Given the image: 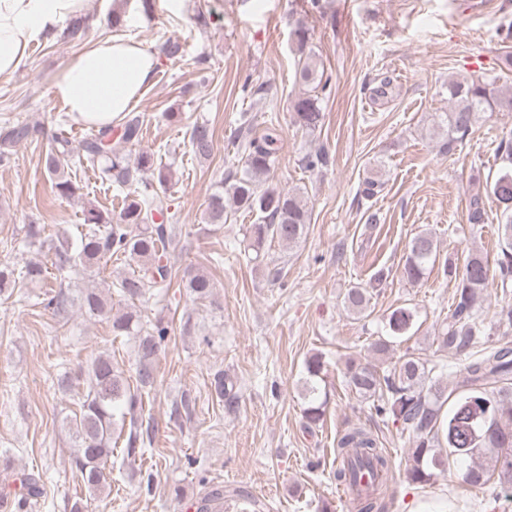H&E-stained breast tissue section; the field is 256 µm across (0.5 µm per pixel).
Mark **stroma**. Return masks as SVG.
I'll return each mask as SVG.
<instances>
[{
	"label": "stroma",
	"instance_id": "35a3bbf8",
	"mask_svg": "<svg viewBox=\"0 0 512 512\" xmlns=\"http://www.w3.org/2000/svg\"><path fill=\"white\" fill-rule=\"evenodd\" d=\"M138 13V0H89L87 40L112 35L143 42L158 51L179 40L181 59L160 58L152 85L135 107L144 119L142 149L153 151L168 177L167 196L177 231L167 246L175 276L205 273L215 284L203 301L171 285L138 302L142 319L161 324L169 335L156 358L155 383L142 393V418L155 427L142 458L124 459L113 450L106 483L91 492L73 463L65 422L75 411L73 392L57 381L77 373L92 357L112 360L134 375L132 338H113L111 321L88 318L79 307L66 315L38 307L44 288L61 279L49 269L44 285L23 287L15 300L0 303V492L15 491L4 476L40 474L43 494L31 512H185L207 487L242 486L263 500L267 512H351L333 472L336 438L360 425L378 437L394 460L388 478L396 494L388 512H512L495 484L473 487L456 470L433 484L405 478L409 434L383 421L343 382L344 358L376 361L371 348L388 335V317L397 308L415 314L411 337L396 341L394 355L418 349L445 362L444 378L456 385L460 361L441 352L435 338L448 317L454 282L434 266L411 283L399 268L410 239L434 233L440 257L465 261L479 252L488 261L498 253L495 204L483 224L466 221L469 196L494 176L496 148L512 133V113L496 112L475 125L454 155L441 152L429 129L448 109V81L458 76L496 79L512 87V5L477 0L463 12L459 0H154L151 20L108 24L113 11ZM211 14L207 28L192 20L196 10ZM307 27L298 49L294 31ZM77 44L57 38L31 45L28 59L13 75L0 77V125L42 126L38 141L18 145L9 165L0 166V265L20 267L44 260L24 247L31 219L48 234L77 235L87 208L119 210L123 195L93 173L76 170L75 195H59L43 157L54 134L80 147L88 126L73 123L51 94L59 66ZM309 54L330 78L320 94L323 119L312 131L294 123L292 103L303 86L295 77L301 54ZM390 86H383V79ZM386 97H377L379 87ZM208 122L215 149L196 158L189 127ZM276 138L277 161L270 184L304 193L312 220L303 242L288 249L272 243L263 262L249 261L244 238L254 214L232 215L224 227L208 224L206 207L217 183L239 170L235 139L239 129ZM327 162L308 170L310 153ZM386 165V188L371 209L380 222L366 228V211L356 192L374 160ZM391 274L372 301V313L346 311L348 288L365 282L379 267ZM282 271L272 280L270 268ZM325 356L322 378L308 379L305 359ZM223 373L234 403L217 397L210 383ZM325 402V416L307 425L302 410L310 400ZM190 411L172 417L173 403Z\"/></svg>",
	"mask_w": 512,
	"mask_h": 512
}]
</instances>
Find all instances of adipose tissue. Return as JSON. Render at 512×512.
<instances>
[{"label":"adipose tissue","mask_w":512,"mask_h":512,"mask_svg":"<svg viewBox=\"0 0 512 512\" xmlns=\"http://www.w3.org/2000/svg\"><path fill=\"white\" fill-rule=\"evenodd\" d=\"M88 0H0V75L24 65L34 41L85 15ZM154 53L140 42L106 38L61 64L53 94L74 122L103 128L131 111L153 82Z\"/></svg>","instance_id":"adipose-tissue-1"}]
</instances>
